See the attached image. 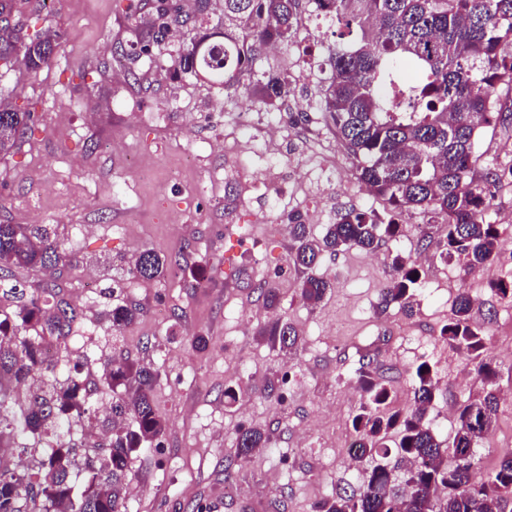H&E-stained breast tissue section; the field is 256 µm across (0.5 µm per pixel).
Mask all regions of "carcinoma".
Instances as JSON below:
<instances>
[{"mask_svg": "<svg viewBox=\"0 0 512 512\" xmlns=\"http://www.w3.org/2000/svg\"><path fill=\"white\" fill-rule=\"evenodd\" d=\"M16 0H0V57L22 49L14 68L37 77L51 63L47 51L59 46L60 35L48 29L25 37L11 26ZM181 7L159 0L156 16L146 21L139 53L150 56L165 43L169 21ZM313 13L347 29L329 57L330 76L322 89L321 111L336 130L356 164L357 179L391 206V215L346 209L321 237L293 218L289 263L302 273L299 295L307 306L320 305L333 283L317 273L326 255L354 248L373 254L401 232L396 216L418 209L442 216L445 235L438 243L443 261L456 260L476 273L497 254L504 226L486 221V181L472 177V159L479 130L494 121L507 122L512 109L498 107L492 93L512 83V0H224L231 24L199 31L171 57L174 69L211 82H247L253 102L271 110L288 98L291 83L283 72H263L251 80L256 45L296 41L304 14ZM32 122V114L0 104V155L13 152ZM393 276L383 288L381 308L405 307L421 287L420 269L410 257L389 254ZM70 262L54 228L0 224V283L19 268L66 266ZM170 261L151 250L136 257L130 273L152 280L165 275ZM58 285L47 283L27 293L14 284L0 298L17 312L0 313V447L19 439L60 443L64 428L96 420L82 369L89 356L75 361L67 376L46 382L44 376L62 365L46 346L67 347L80 313L59 297ZM492 297L512 302V279L491 280ZM257 290L268 309L280 302L270 283ZM475 301L461 290L441 338L475 363L484 395L455 409L454 429L444 439L433 427L437 380L433 365L412 367L413 404L392 407L389 382L373 367L360 364L355 377L363 398L351 418L356 459L395 455L394 466L377 464L355 488H338L313 506V512H506L512 503V449L504 450L496 467L481 481L473 480L477 447L495 428L499 406L496 367L486 356L487 331L474 319ZM140 309L117 304L108 312L112 330L131 326ZM256 336L270 348H298L296 327L280 319L263 324ZM112 390L115 433L99 463L76 466L72 451L58 447L36 462L20 467L0 463V512H126L123 480L130 456L157 442L167 428L157 413L152 391L157 371L128 353L115 352L104 367ZM34 386L26 403L11 390L22 381ZM269 435L259 427L239 429L236 457L245 462ZM403 471L400 482L394 472Z\"/></svg>", "mask_w": 512, "mask_h": 512, "instance_id": "1", "label": "carcinoma"}]
</instances>
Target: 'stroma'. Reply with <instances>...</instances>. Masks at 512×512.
<instances>
[{"label":"stroma","mask_w":512,"mask_h":512,"mask_svg":"<svg viewBox=\"0 0 512 512\" xmlns=\"http://www.w3.org/2000/svg\"><path fill=\"white\" fill-rule=\"evenodd\" d=\"M154 0H17L13 24L27 36L56 30L60 46L32 79L0 67V101L32 113L30 130L0 156V223L58 225L71 265L49 272L20 269L36 290L56 281L75 305L76 335L102 337L90 346L95 371L113 351L157 369L153 397L165 419L158 445L135 452L125 480L127 512H312L336 488L357 484L371 460L352 461L350 420L360 401L348 381L364 355L395 388L402 406L413 397L411 368L425 359L440 386L434 400L441 436L453 428L460 401L478 397L473 365L440 337L458 289L488 299L490 278H512V226L498 256L468 274L443 262L436 248L440 218L405 214L402 235L376 253L355 249L322 261L335 288L315 308L299 297L300 274L288 262L289 216L322 233L338 211L385 213L387 202L359 182L354 162L320 110L330 74L334 27L310 17L304 34L317 49L303 72L302 43L259 47L263 70L287 72L294 92L276 109L253 104L244 84L213 87L139 57L140 17ZM250 113L242 121V113ZM309 120L294 124L292 115ZM475 179L512 168V126L491 123L475 145ZM165 255L163 278L127 274L143 250ZM420 266L423 288L413 315L380 309L393 271L389 252ZM272 283L278 314L301 331L292 354L255 336L256 290L239 271ZM129 302L140 315L116 332L105 319ZM487 320V354L498 370V423L479 446L477 477L512 449V304H495ZM205 337V348L192 344ZM285 383L267 392L266 382ZM235 389L229 402L225 389ZM258 425L270 443L249 461L235 457L239 427Z\"/></svg>","instance_id":"stroma-1"}]
</instances>
